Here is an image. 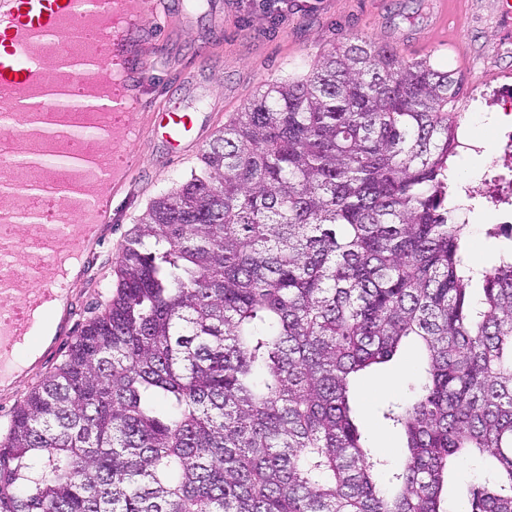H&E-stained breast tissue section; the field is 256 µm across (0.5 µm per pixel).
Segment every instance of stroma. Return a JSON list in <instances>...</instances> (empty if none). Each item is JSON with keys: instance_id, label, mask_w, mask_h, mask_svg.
Segmentation results:
<instances>
[{"instance_id": "obj_1", "label": "stroma", "mask_w": 512, "mask_h": 512, "mask_svg": "<svg viewBox=\"0 0 512 512\" xmlns=\"http://www.w3.org/2000/svg\"><path fill=\"white\" fill-rule=\"evenodd\" d=\"M145 23L159 48L143 92L145 111L199 85L208 93L200 120L213 132L265 85L305 75L325 51L357 38L443 65L465 56L459 99L475 137L495 140L497 129L485 120L488 107L512 114V100L504 94L512 88V21L502 15L499 0H288L284 14L258 6L247 11L240 0H217L210 13L186 19L172 15L164 21L149 15ZM478 84L487 91L479 100L473 97ZM136 153L127 185L112 200V220L88 273L73 288L74 328L105 307L109 287L117 282L121 247L151 202L199 165V150L173 160L146 136ZM455 220L467 225L471 263L495 265L499 242L485 237L491 213L462 210ZM418 378L416 350L409 345L394 361L359 373L351 385L360 429L374 455L387 463L399 460L404 442L383 419V408L410 398Z\"/></svg>"}]
</instances>
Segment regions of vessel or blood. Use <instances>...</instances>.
I'll use <instances>...</instances> for the list:
<instances>
[{"instance_id": "b4317fda", "label": "vessel or blood", "mask_w": 512, "mask_h": 512, "mask_svg": "<svg viewBox=\"0 0 512 512\" xmlns=\"http://www.w3.org/2000/svg\"><path fill=\"white\" fill-rule=\"evenodd\" d=\"M0 10V112L12 109L19 91L29 93L40 106L38 121L17 114L0 128V182L10 179L15 166L40 159L36 194L26 190L0 192V384L13 382L26 366L20 350L47 357L71 329L59 321L54 308L56 293L53 266L57 258L78 252L87 235L83 207L85 192L101 166L120 155L133 164V145L114 139L112 154H99L98 142L78 137V130L94 125L106 132L114 122L107 113L64 112L44 81L45 65H53L63 83L90 87L111 79L98 60L106 33L87 40L84 53L96 66L75 73L72 44L84 32L93 13L86 0H6ZM138 52L128 63L126 81L141 93L151 63L145 46L147 30L136 35ZM201 99L187 95L153 112L150 132L166 154L182 157L202 139L195 107Z\"/></svg>"}]
</instances>
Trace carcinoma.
Returning a JSON list of instances; mask_svg holds the SVG:
<instances>
[{"mask_svg":"<svg viewBox=\"0 0 512 512\" xmlns=\"http://www.w3.org/2000/svg\"><path fill=\"white\" fill-rule=\"evenodd\" d=\"M464 75L357 39L267 86L151 203L104 312L0 437V512H512V250L470 267L448 169ZM416 337L372 455L355 374ZM484 474L483 462L478 458L465 457L460 459L448 480V494L445 489V508L452 512H461L456 490L480 482Z\"/></svg>","mask_w":512,"mask_h":512,"instance_id":"obj_1","label":"carcinoma"}]
</instances>
